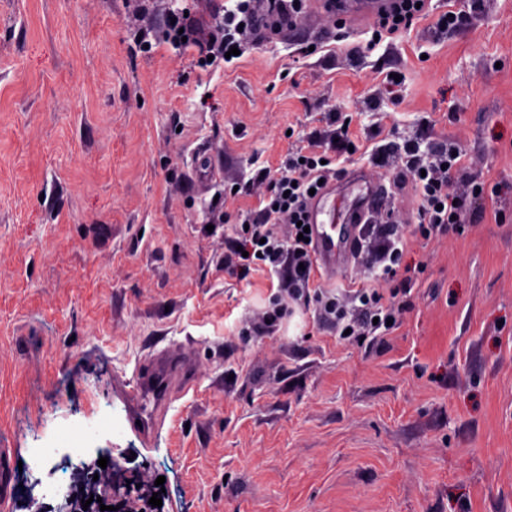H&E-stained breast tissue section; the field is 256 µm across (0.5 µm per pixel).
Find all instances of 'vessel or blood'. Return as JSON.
<instances>
[{"mask_svg":"<svg viewBox=\"0 0 512 512\" xmlns=\"http://www.w3.org/2000/svg\"><path fill=\"white\" fill-rule=\"evenodd\" d=\"M390 6L391 0H336L332 11L339 20L349 24H372ZM357 184L359 191L344 211H336L326 192L317 196L310 206L315 258L320 271L330 278L352 264L358 251L359 225L387 203L381 193L379 175L358 176ZM335 215L341 218V228L333 233L327 229V220ZM192 379L189 364L176 353L164 349L151 354L135 368L132 379L121 386L129 406V423L135 424L146 439H154L162 428L158 412L166 411L172 399Z\"/></svg>","mask_w":512,"mask_h":512,"instance_id":"vessel-or-blood-1","label":"vessel or blood"}]
</instances>
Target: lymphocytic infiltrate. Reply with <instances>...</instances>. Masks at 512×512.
<instances>
[{
	"label": "lymphocytic infiltrate",
	"mask_w": 512,
	"mask_h": 512,
	"mask_svg": "<svg viewBox=\"0 0 512 512\" xmlns=\"http://www.w3.org/2000/svg\"><path fill=\"white\" fill-rule=\"evenodd\" d=\"M304 7L305 0H237L233 9L224 11L208 27L180 13L168 26L165 39L175 47L184 43L194 47L197 66L205 68L210 61L224 60L230 49L245 50L249 38L262 30L291 26ZM332 120L331 134H310L307 146L289 152L282 169L258 171L269 193L258 208L236 217L237 228L224 253L225 270L244 280L264 267L278 278L271 305L252 328L254 335H275L291 305L297 303L313 305L319 320L334 323L337 331H350L359 341L382 339L389 335L391 321L413 306L412 280L400 274L407 237L428 241L465 231L462 218L471 203L448 190L449 175L461 171L464 163L457 144L440 146L437 161L431 165L424 164L414 141H405L397 150L378 146L372 153L376 167L393 172L398 185L414 186L419 222L409 234H400L390 222L393 209H386V222L370 227L371 257L381 266V285L365 284L338 294L324 289L313 245L299 238V223L306 218L310 189L335 181L340 175L337 161L356 143L352 116L339 113ZM282 223L289 226L284 236L275 230Z\"/></svg>",
	"instance_id": "obj_1"
}]
</instances>
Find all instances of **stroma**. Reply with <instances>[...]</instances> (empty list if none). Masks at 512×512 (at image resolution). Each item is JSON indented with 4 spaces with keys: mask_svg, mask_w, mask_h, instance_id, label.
<instances>
[{
    "mask_svg": "<svg viewBox=\"0 0 512 512\" xmlns=\"http://www.w3.org/2000/svg\"><path fill=\"white\" fill-rule=\"evenodd\" d=\"M481 2L431 0L361 57L371 28L309 11L202 70L168 14L225 0H0V448L26 461L107 412L90 459L164 478L160 512H512V0ZM330 112L354 119L346 170L451 140L483 191L464 235L405 251L415 306L382 341L299 307L246 334L276 276L226 272L234 226L210 219L256 204L257 172ZM163 349L195 383L148 447L118 385ZM75 466L12 472L14 512H55Z\"/></svg>",
    "mask_w": 512,
    "mask_h": 512,
    "instance_id": "stroma-1",
    "label": "stroma"
}]
</instances>
